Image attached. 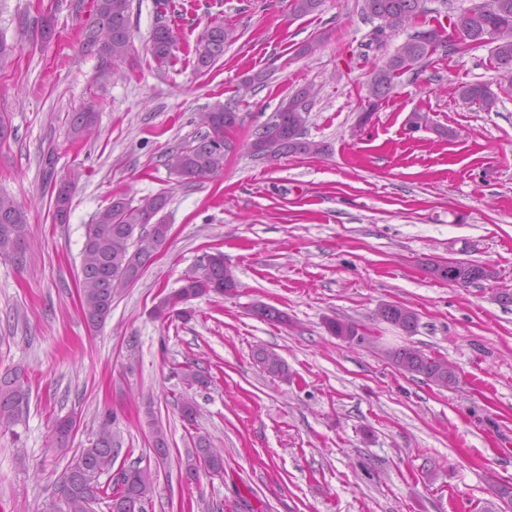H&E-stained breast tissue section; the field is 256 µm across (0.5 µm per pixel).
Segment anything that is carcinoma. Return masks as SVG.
<instances>
[{
    "label": "carcinoma",
    "mask_w": 512,
    "mask_h": 512,
    "mask_svg": "<svg viewBox=\"0 0 512 512\" xmlns=\"http://www.w3.org/2000/svg\"><path fill=\"white\" fill-rule=\"evenodd\" d=\"M421 0H363L362 11L380 20L376 36L385 29H397L413 15L411 6H420ZM322 0H291L294 14L304 16L319 10ZM131 0H94V18L82 29L81 50L114 64L126 61L131 51L129 11ZM464 31L468 50L487 44L493 45V56L498 68L512 73V0H482L473 4L459 20ZM231 38L230 30L216 24L206 30L196 48L197 68L208 69L224 55V44ZM452 45V39L443 38L435 30L420 31L411 36L385 65L375 69L368 83V102L375 108L385 99L396 77L426 60L440 49ZM150 53L164 63L173 55L166 26L154 28L150 39ZM460 97L490 110L496 104V95L483 83H465L458 87ZM311 91L301 88L280 104L275 113L274 125H266L256 135L255 141L265 143L268 158L279 156H315L324 151V145L306 137L305 124L307 101ZM212 128L205 129L191 143L176 146L167 154V166L183 179H203L224 166V126L239 121L237 113L218 103L209 111ZM97 110L89 101L72 113L70 132L81 139L94 130ZM168 204L165 193L159 192L142 199L138 204L124 196H115L109 205L100 210L93 223L86 225L81 255L80 298L84 317L89 325L101 326L112 312L116 292L115 283H136L150 265L156 251L168 238L170 225L153 222L154 217ZM72 207V193L53 198V219L63 224ZM29 224L25 212L9 197L0 196V256L16 257L14 265L21 268L26 263ZM237 286L236 276L224 263V254L217 252L213 259L201 262L196 272L173 295L162 297L155 309L169 311V317L187 320L190 313L178 308L172 296L190 300L211 292L222 293L226 285ZM252 315L269 323H283L287 315L269 305L252 310ZM381 319L396 327L408 323L405 307L388 305ZM331 335L344 341L359 333L360 325L333 317L325 320ZM256 362L271 377L288 381V364L272 350L260 348L254 352ZM390 363L401 373L420 376L437 384L445 379L448 362L441 357L428 355L420 350H406L399 346L387 351ZM182 379L189 387H206L210 377L188 363L181 367ZM29 389L17 374L0 376V426L17 422L23 407L28 404ZM151 447L157 461H165L168 453L167 433L147 410ZM112 414L101 416L99 429L88 446L75 451L61 474L56 496L64 503L63 512H94L92 505L103 503L108 512H137L138 505L147 497L153 486V476L147 469L129 466L121 470L120 478L107 484L99 482L102 474L112 469L119 447L112 431ZM185 479L198 478L200 471L211 474L224 472L223 451L212 446L206 437L193 441V450L183 461Z\"/></svg>",
    "instance_id": "carcinoma-1"
}]
</instances>
